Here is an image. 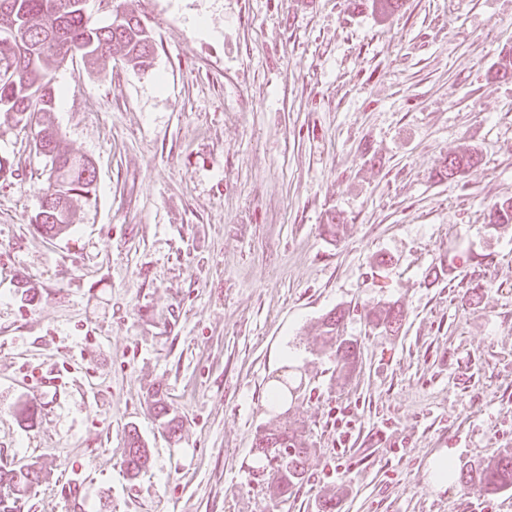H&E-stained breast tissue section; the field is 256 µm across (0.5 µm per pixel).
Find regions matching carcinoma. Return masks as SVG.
<instances>
[{
    "instance_id": "cac0c4a2",
    "label": "carcinoma",
    "mask_w": 512,
    "mask_h": 512,
    "mask_svg": "<svg viewBox=\"0 0 512 512\" xmlns=\"http://www.w3.org/2000/svg\"><path fill=\"white\" fill-rule=\"evenodd\" d=\"M86 0H0V30L15 29L19 40L14 47H0V110L11 112L24 124L35 123L34 148L50 149L56 157L42 188L41 204L30 218L40 232L49 237L66 233L67 218L95 191V170L91 162L70 153L62 134L55 127L53 112L59 92L51 72L69 58L73 47L81 48L88 63L105 69L112 56L120 54L132 67L150 65L155 52L151 33L131 10L120 12L121 20L107 26L96 25L85 9ZM384 18L401 8L402 0H358ZM480 165L478 153L465 148L442 162L433 178L452 181L456 174ZM512 224V198L496 202L490 210V226ZM345 313H329L322 321L321 349L336 364V380L350 381L359 364L357 341L342 334ZM404 310L397 302L367 314V321L382 333H396L402 326ZM297 387L288 377L270 392V402L282 406ZM127 453L123 466L136 475L148 463V448L136 429L127 434ZM262 461L260 473L267 477L272 498L288 500L305 478L311 449L305 427L286 424L257 431L253 446ZM38 473L34 470L0 469V512H17V502L31 487ZM465 487L488 493L512 490V449L494 462L460 470Z\"/></svg>"
}]
</instances>
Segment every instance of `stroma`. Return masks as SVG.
Instances as JSON below:
<instances>
[{"mask_svg":"<svg viewBox=\"0 0 512 512\" xmlns=\"http://www.w3.org/2000/svg\"><path fill=\"white\" fill-rule=\"evenodd\" d=\"M126 2L150 66L53 73L54 124L96 171L68 234L34 230L46 161L0 112V467L40 473L21 512H316L329 493L341 512H512V491L429 481L436 454L459 469L512 448V225L485 229L512 197V78L495 75L512 0H403L384 20L352 0L88 10L105 26ZM466 146L480 166L434 180ZM390 301L399 333L370 329ZM336 308L360 343L347 384L317 341ZM287 374L301 390L272 408ZM287 422L312 454L277 504L252 448ZM132 429L150 450L134 479Z\"/></svg>","mask_w":512,"mask_h":512,"instance_id":"stroma-1","label":"stroma"}]
</instances>
